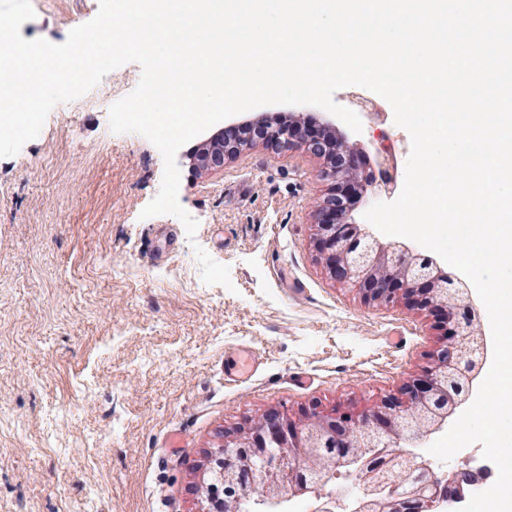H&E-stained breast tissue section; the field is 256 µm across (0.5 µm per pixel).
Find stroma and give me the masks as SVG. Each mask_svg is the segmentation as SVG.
<instances>
[{"label":"stroma","mask_w":512,"mask_h":512,"mask_svg":"<svg viewBox=\"0 0 512 512\" xmlns=\"http://www.w3.org/2000/svg\"><path fill=\"white\" fill-rule=\"evenodd\" d=\"M24 39L65 42L99 0H32ZM93 93L57 104L0 158V512H192L193 469L218 430L269 407H363L426 364L433 317L339 288L315 257L320 159L262 145L196 172L176 154L198 222L141 218L163 176L142 134H118ZM321 124L268 105L230 117ZM230 268L205 284L195 248ZM257 359L243 382L224 370Z\"/></svg>","instance_id":"35a3bbf8"}]
</instances>
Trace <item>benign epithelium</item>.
<instances>
[{
    "label": "benign epithelium",
    "instance_id": "obj_1",
    "mask_svg": "<svg viewBox=\"0 0 512 512\" xmlns=\"http://www.w3.org/2000/svg\"><path fill=\"white\" fill-rule=\"evenodd\" d=\"M259 142L276 153L303 149L323 160L318 177L328 182L316 210L314 247L327 276L351 288L369 302L404 303L438 319L443 337L429 355L422 374L407 381L398 394L382 398L362 413L356 409L325 410L319 405L294 417L279 408L270 409L265 427H245L203 452L194 473L196 512H228L224 484L233 482L247 490L262 483L280 492L288 489L311 498V512H338L336 495H326L311 484L309 471L285 458L273 446L302 448L310 458L324 454L349 460L368 453L363 472L357 475L361 495L353 500V512H455L464 498L453 478L470 470L465 466L443 475L430 467L413 472L405 489L393 499L379 501L373 487L381 476L401 467L403 453L389 439L403 427L401 416L428 417L431 429L445 423L456 407L466 402V384L485 363L480 312L468 284H450L439 263L431 264L418 251L400 245L384 246L368 230L351 229L348 215L360 204H373L385 196L368 172L369 156L336 136L328 121L317 131L295 122L266 130ZM251 141L227 131L204 140L190 162L199 172L224 169Z\"/></svg>",
    "mask_w": 512,
    "mask_h": 512
}]
</instances>
